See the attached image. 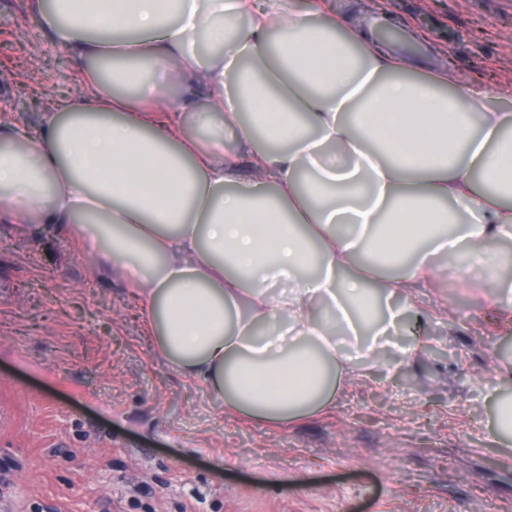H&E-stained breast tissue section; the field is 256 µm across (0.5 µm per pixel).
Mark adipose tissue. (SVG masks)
Listing matches in <instances>:
<instances>
[{
  "instance_id": "adipose-tissue-1",
  "label": "adipose tissue",
  "mask_w": 512,
  "mask_h": 512,
  "mask_svg": "<svg viewBox=\"0 0 512 512\" xmlns=\"http://www.w3.org/2000/svg\"><path fill=\"white\" fill-rule=\"evenodd\" d=\"M29 3L85 89L26 141L0 133V223L70 225L136 292L166 362L228 410L282 425L334 404L356 375L339 338L375 349L412 308L375 322L362 301L407 295L433 254L465 253L512 310L489 247L512 241V113L487 108L481 85L407 78L327 0ZM220 24V52L199 58L196 38ZM379 242L384 263L365 260ZM510 383L506 363L490 387L497 440L512 437Z\"/></svg>"
}]
</instances>
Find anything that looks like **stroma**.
Listing matches in <instances>:
<instances>
[{"instance_id":"stroma-1","label":"stroma","mask_w":512,"mask_h":512,"mask_svg":"<svg viewBox=\"0 0 512 512\" xmlns=\"http://www.w3.org/2000/svg\"><path fill=\"white\" fill-rule=\"evenodd\" d=\"M370 29L419 31L414 76L482 78L512 113V0H334ZM83 90L26 0H0V123L36 135ZM465 254L439 257L392 345L326 411L273 426L232 413L159 355L140 301L57 224H0V502L9 512H512V439L489 385L512 312ZM414 347L400 362L399 350Z\"/></svg>"}]
</instances>
